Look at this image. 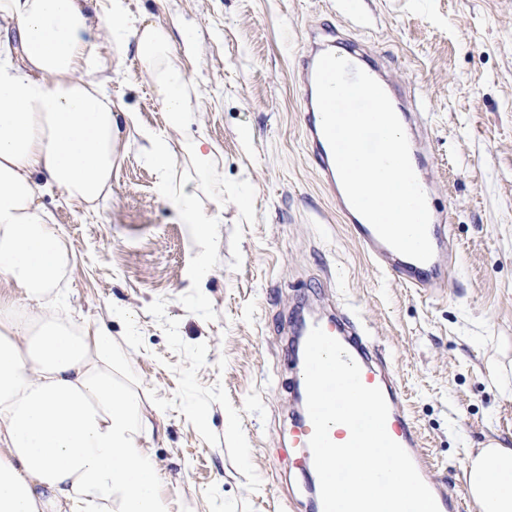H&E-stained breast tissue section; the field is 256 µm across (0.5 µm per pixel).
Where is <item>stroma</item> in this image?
I'll list each match as a JSON object with an SVG mask.
<instances>
[{
	"label": "stroma",
	"mask_w": 512,
	"mask_h": 512,
	"mask_svg": "<svg viewBox=\"0 0 512 512\" xmlns=\"http://www.w3.org/2000/svg\"><path fill=\"white\" fill-rule=\"evenodd\" d=\"M158 25L191 27L186 66L204 94L202 128L224 180L204 283L189 227L160 199L139 129L166 114L135 50L106 88L139 128L108 198L40 201L73 253L61 291L101 320L145 402H162L148 445L163 495L183 512H308L288 445L293 311L354 310L402 387L436 481L464 489L468 457L490 439L512 448V0H127ZM331 25L389 61L428 129V175L449 215L456 261L441 288L405 287L363 253L304 145L295 72L306 29ZM249 187L247 207L233 188ZM196 402L206 422L185 412Z\"/></svg>",
	"instance_id": "1"
}]
</instances>
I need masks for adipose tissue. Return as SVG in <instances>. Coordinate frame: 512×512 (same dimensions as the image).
I'll return each instance as SVG.
<instances>
[{
    "instance_id": "obj_1",
    "label": "adipose tissue",
    "mask_w": 512,
    "mask_h": 512,
    "mask_svg": "<svg viewBox=\"0 0 512 512\" xmlns=\"http://www.w3.org/2000/svg\"><path fill=\"white\" fill-rule=\"evenodd\" d=\"M107 36L116 57L136 49L170 132L197 124L199 96L184 64L199 53L178 33L133 14L125 0H0V512H182L159 491L149 419L127 350L105 325L76 319L58 288L71 264L67 240L40 203L43 188L94 204L112 186L133 112L112 98ZM161 174L163 200L190 226L201 254L224 221V183L213 144L198 135L174 148L142 132ZM191 155L209 179L211 206L179 175ZM480 512H512V448L486 442L465 472Z\"/></svg>"
}]
</instances>
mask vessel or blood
I'll list each match as a JSON object with an SVG mask.
<instances>
[{"label":"vessel or blood","instance_id":"b4317fda","mask_svg":"<svg viewBox=\"0 0 512 512\" xmlns=\"http://www.w3.org/2000/svg\"><path fill=\"white\" fill-rule=\"evenodd\" d=\"M339 35L336 31L308 30L304 42L305 51L298 61V83L301 94L303 130L316 171L336 201L339 212L353 230L358 242L375 264L395 276L409 288H424L431 282L443 281L448 277L447 267L440 257L447 249L448 214L435 200H432V183L426 177L430 157L424 146L421 129H411L407 135L410 146V160L416 167L420 184L428 194L430 213L428 236L434 255L421 262L400 254L380 239L373 226L349 204L335 167L331 147L322 131L321 115L317 106L315 71L319 58L335 47ZM344 57L355 67L365 68L368 75L380 83L390 98L400 122L410 117L411 103L405 92L396 84L388 71L381 65H365V55L356 46H348ZM320 326L328 335L337 339L349 356L359 365L361 381L365 386L379 388L387 402L389 414L386 429L389 436L399 443L411 457L419 475L431 490L439 512H463L461 496L453 487L437 483L431 479L432 463L423 450L422 438L416 429L409 412L400 401L401 389L394 378L386 375L385 366L371 349L369 342L360 330L357 319L346 312L322 317L316 316L305 322L301 333L309 335L313 326ZM313 434V425L308 412L294 421L289 432V443L301 449L297 467L302 471L314 468L313 454L309 440Z\"/></svg>","mask_w":512,"mask_h":512}]
</instances>
